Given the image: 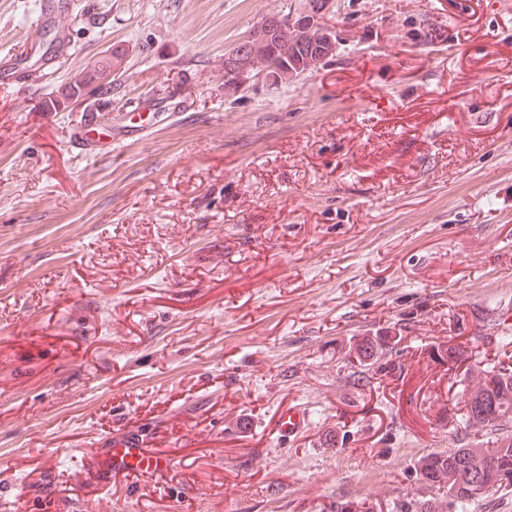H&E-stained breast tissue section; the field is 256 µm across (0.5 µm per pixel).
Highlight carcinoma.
Here are the masks:
<instances>
[{
  "instance_id": "1",
  "label": "carcinoma",
  "mask_w": 512,
  "mask_h": 512,
  "mask_svg": "<svg viewBox=\"0 0 512 512\" xmlns=\"http://www.w3.org/2000/svg\"><path fill=\"white\" fill-rule=\"evenodd\" d=\"M332 48L317 39V35L297 21L281 24L271 33L254 39L242 58L243 67L252 76H271V81L288 85L300 75L311 72L330 60ZM89 86L86 77L77 74L65 90L58 93L55 102L71 98L74 90ZM359 370L357 381L364 379L368 360L374 357V346L363 344L357 348ZM492 375V385L484 397L476 401L470 391L480 386L484 373ZM466 386L460 403L465 425L474 434L497 432L492 442L473 439L448 451L436 452L420 458L416 476L437 494L429 497H411L402 501L399 512H448L452 505L464 509L470 502L488 496L512 481V434L502 433L501 427L512 421V367L497 366L491 370L465 368Z\"/></svg>"
}]
</instances>
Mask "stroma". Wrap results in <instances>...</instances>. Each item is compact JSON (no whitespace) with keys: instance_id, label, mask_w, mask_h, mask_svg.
<instances>
[{"instance_id":"stroma-1","label":"stroma","mask_w":512,"mask_h":512,"mask_svg":"<svg viewBox=\"0 0 512 512\" xmlns=\"http://www.w3.org/2000/svg\"><path fill=\"white\" fill-rule=\"evenodd\" d=\"M40 2L0 0V62ZM306 7L70 0L0 91V512H396L467 435L452 352L512 366V0H329L330 62L226 91ZM116 46L109 152L48 102ZM129 439L164 471L112 475ZM309 416L299 408H290L288 412H282L278 419V433L282 436L297 434L307 428Z\"/></svg>"}]
</instances>
